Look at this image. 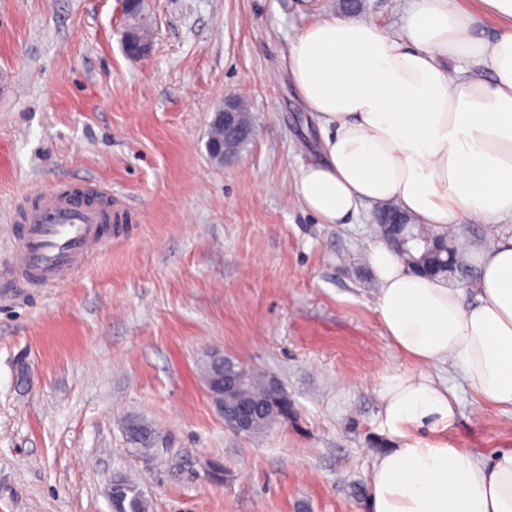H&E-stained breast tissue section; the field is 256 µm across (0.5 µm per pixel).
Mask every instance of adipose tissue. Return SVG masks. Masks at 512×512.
<instances>
[{
    "label": "adipose tissue",
    "mask_w": 512,
    "mask_h": 512,
    "mask_svg": "<svg viewBox=\"0 0 512 512\" xmlns=\"http://www.w3.org/2000/svg\"><path fill=\"white\" fill-rule=\"evenodd\" d=\"M289 43L283 64L321 136L319 159L300 169L295 195L323 224L391 203L436 232L512 221V0H482L501 21L477 37L457 0H412L399 29L325 15ZM486 63L491 79L459 61ZM473 290L409 269L380 242L369 255L376 311L392 344L416 366L383 377L379 427L390 439L369 480L368 512H512V448L481 459L423 444L456 416V397L432 375L458 367L487 405L512 410V236L472 250Z\"/></svg>",
    "instance_id": "ef3b65f1"
}]
</instances>
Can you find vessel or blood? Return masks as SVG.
Instances as JSON below:
<instances>
[{
	"mask_svg": "<svg viewBox=\"0 0 512 512\" xmlns=\"http://www.w3.org/2000/svg\"><path fill=\"white\" fill-rule=\"evenodd\" d=\"M124 204L94 182L56 185L32 197L16 228L19 277L38 287L60 284L121 222Z\"/></svg>",
	"mask_w": 512,
	"mask_h": 512,
	"instance_id": "obj_1",
	"label": "vessel or blood"
}]
</instances>
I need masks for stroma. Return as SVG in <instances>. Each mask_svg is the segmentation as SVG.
<instances>
[{
  "label": "stroma",
  "instance_id": "obj_1",
  "mask_svg": "<svg viewBox=\"0 0 512 512\" xmlns=\"http://www.w3.org/2000/svg\"><path fill=\"white\" fill-rule=\"evenodd\" d=\"M150 55L126 56L121 0H0V512H112L114 477L154 512H366L383 376L411 370L378 320L374 218L320 224L293 180L313 121L282 57L294 0H149ZM238 97L245 147L207 152ZM92 180L134 212L65 282L17 278L13 211ZM221 354L274 378L288 422L228 427L202 378ZM454 424L416 440L485 457L512 411L459 371ZM150 423L153 452L127 421ZM236 102L234 99L224 100V104L215 112L212 124L224 127V129H233L238 133H249V130L238 127L235 124Z\"/></svg>",
  "mask_w": 512,
  "mask_h": 512
}]
</instances>
